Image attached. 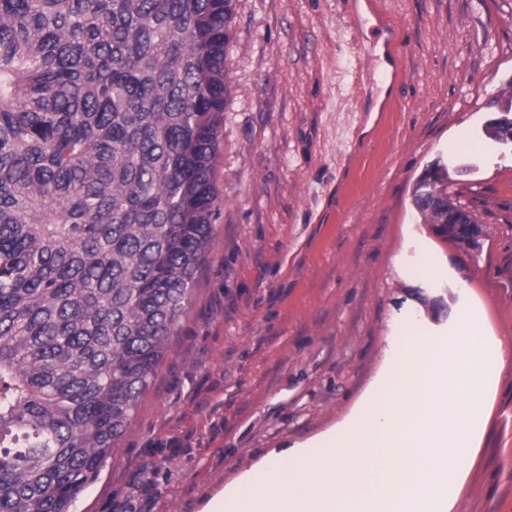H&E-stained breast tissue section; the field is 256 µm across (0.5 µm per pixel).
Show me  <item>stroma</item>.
<instances>
[{
  "instance_id": "obj_1",
  "label": "stroma",
  "mask_w": 512,
  "mask_h": 512,
  "mask_svg": "<svg viewBox=\"0 0 512 512\" xmlns=\"http://www.w3.org/2000/svg\"><path fill=\"white\" fill-rule=\"evenodd\" d=\"M411 78L389 97L365 5L238 0L207 262L119 448L74 512H203L268 454L350 416L394 329L435 336L464 296L508 346L451 512H512V148L484 139L512 85V0H383ZM442 160L483 229L432 235L412 204ZM433 251L444 278L412 270ZM489 144L475 141L463 127H460L458 132L448 141V150L452 153L466 154V153H482L488 151Z\"/></svg>"
}]
</instances>
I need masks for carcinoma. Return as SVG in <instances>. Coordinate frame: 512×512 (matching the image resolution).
I'll use <instances>...</instances> for the list:
<instances>
[{
    "mask_svg": "<svg viewBox=\"0 0 512 512\" xmlns=\"http://www.w3.org/2000/svg\"><path fill=\"white\" fill-rule=\"evenodd\" d=\"M236 0H0V512H72L206 262ZM413 204L448 240V169Z\"/></svg>",
    "mask_w": 512,
    "mask_h": 512,
    "instance_id": "1",
    "label": "carcinoma"
}]
</instances>
